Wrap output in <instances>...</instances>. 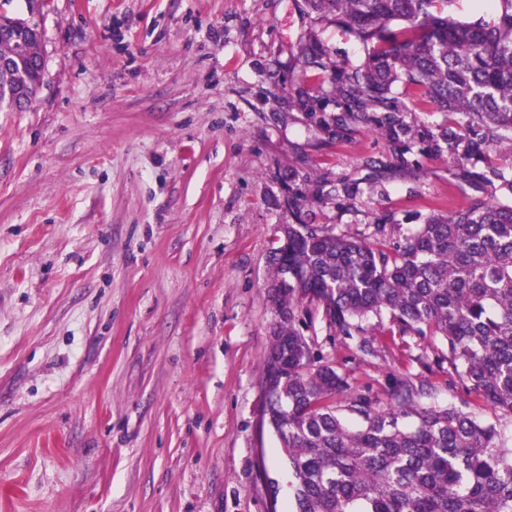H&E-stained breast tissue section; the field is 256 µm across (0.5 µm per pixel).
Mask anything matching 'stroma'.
Returning a JSON list of instances; mask_svg holds the SVG:
<instances>
[{"mask_svg":"<svg viewBox=\"0 0 512 512\" xmlns=\"http://www.w3.org/2000/svg\"><path fill=\"white\" fill-rule=\"evenodd\" d=\"M38 24L34 104L0 112V512H291L261 428L274 312L265 288L295 174L305 220L404 240L478 195L447 159L390 163L357 127L332 140L295 104L299 43L365 52L304 0H0ZM374 167H366V160ZM316 352L374 407L407 379L422 407L512 427L428 336L315 324Z\"/></svg>","mask_w":512,"mask_h":512,"instance_id":"1","label":"stroma"}]
</instances>
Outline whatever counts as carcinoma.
Returning a JSON list of instances; mask_svg holds the SVG:
<instances>
[{"label":"carcinoma","mask_w":512,"mask_h":512,"mask_svg":"<svg viewBox=\"0 0 512 512\" xmlns=\"http://www.w3.org/2000/svg\"><path fill=\"white\" fill-rule=\"evenodd\" d=\"M321 20L332 14L367 51L339 66L313 33L300 47L304 68L331 81L340 112L309 90L296 104L332 139L358 125L384 139L394 165L413 148L446 157L490 189L452 213L433 212L404 242L337 235L302 219L308 196L288 195V238L269 259L268 297L281 310L271 328L261 387L266 420L280 441L294 487V512H512V433L454 406L424 408L406 381L378 409L315 354L297 328L326 323L341 336L389 315L401 335L438 336L448 366L492 407L512 415V173L491 153L512 152V0H493L496 19L467 23L448 0H306ZM402 22L399 29L392 28ZM42 38L19 49L0 32V108L20 106L19 85L42 81ZM414 88L448 114L436 126L409 120L393 95ZM347 411L357 420L349 425Z\"/></svg>","instance_id":"1"}]
</instances>
